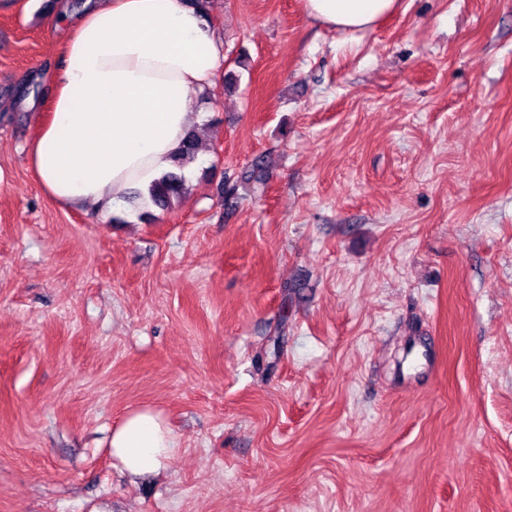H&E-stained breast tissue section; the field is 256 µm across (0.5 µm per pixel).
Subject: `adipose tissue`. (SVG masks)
Masks as SVG:
<instances>
[{
    "mask_svg": "<svg viewBox=\"0 0 512 512\" xmlns=\"http://www.w3.org/2000/svg\"><path fill=\"white\" fill-rule=\"evenodd\" d=\"M320 24L366 31L398 0H304ZM68 22L53 111L28 155L43 190L59 203L90 204L106 213L130 191H148L171 168L191 124L193 95L214 83L224 45L187 0H85ZM177 441L160 414L125 416L109 446L134 476L160 469Z\"/></svg>",
    "mask_w": 512,
    "mask_h": 512,
    "instance_id": "adipose-tissue-1",
    "label": "adipose tissue"
}]
</instances>
